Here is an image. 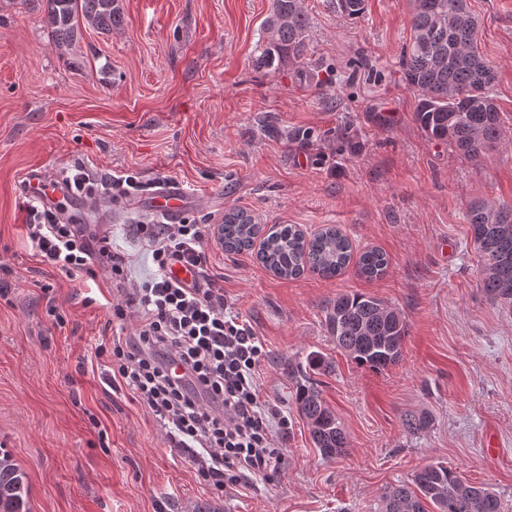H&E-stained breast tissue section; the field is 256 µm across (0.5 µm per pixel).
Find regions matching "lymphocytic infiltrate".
Here are the masks:
<instances>
[{
  "instance_id": "lymphocytic-infiltrate-1",
  "label": "lymphocytic infiltrate",
  "mask_w": 512,
  "mask_h": 512,
  "mask_svg": "<svg viewBox=\"0 0 512 512\" xmlns=\"http://www.w3.org/2000/svg\"><path fill=\"white\" fill-rule=\"evenodd\" d=\"M64 185L71 202L118 200L147 189L133 174L98 177L79 162ZM25 227L41 263L65 275L82 271L110 280L108 306L118 329L96 351L112 359L107 384L126 389L160 423L204 485L232 490L279 469L276 441L287 434L288 419L260 396L262 342L225 311L222 288L207 279L189 288L169 274L176 261L203 271V225L188 217L131 225L155 266L141 280L131 278L129 256L113 251L103 227L77 223L63 204L28 206Z\"/></svg>"
}]
</instances>
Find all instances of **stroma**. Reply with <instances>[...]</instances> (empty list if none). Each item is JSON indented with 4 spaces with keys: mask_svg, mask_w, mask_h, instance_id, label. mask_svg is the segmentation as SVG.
<instances>
[{
    "mask_svg": "<svg viewBox=\"0 0 512 512\" xmlns=\"http://www.w3.org/2000/svg\"><path fill=\"white\" fill-rule=\"evenodd\" d=\"M302 5L304 58L266 72L253 56L270 0H122L120 29L81 30L61 49L41 0H0V264L11 268L0 281V452L26 475L27 512H377L385 487L434 462L492 487L512 512V304L479 288L466 222L472 202L512 206V0H468L505 135L478 162L414 119L420 94L401 70L409 0H365L355 18L335 0ZM78 161L181 182L188 215L216 225L243 208L308 233L336 225L388 255L372 281L352 268L285 280L207 235L206 272L262 340L261 392L289 421L277 472L211 490L126 392L80 370L112 338L99 301L109 284L37 260L19 188L30 167L58 180ZM71 211L106 226L134 278L152 272L129 234L149 211L107 198ZM354 291L406 321L402 356L384 371L357 366L327 328L329 303ZM312 352L332 363L312 380L349 442L333 460L295 405L296 367ZM409 414L426 428L408 431Z\"/></svg>",
    "mask_w": 512,
    "mask_h": 512,
    "instance_id": "1",
    "label": "stroma"
}]
</instances>
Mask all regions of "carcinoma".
Returning <instances> with one entry per match:
<instances>
[{"label":"carcinoma","mask_w":512,"mask_h":512,"mask_svg":"<svg viewBox=\"0 0 512 512\" xmlns=\"http://www.w3.org/2000/svg\"><path fill=\"white\" fill-rule=\"evenodd\" d=\"M54 45L73 43L81 29L110 32L123 24L120 0H43ZM338 10L356 17L365 0H336ZM412 38L402 61L405 81L422 93L415 120L431 140L444 141L463 158L479 161L503 140L492 89L496 72L477 46L478 23L467 0H411ZM308 18L301 0H272L262 25L254 66L277 70L298 63L307 51ZM466 220L482 260L479 285L491 297L512 303V208L473 203ZM224 252L257 251L265 270L280 279L312 274L333 279L355 264L368 281L386 274L387 254L367 248L354 254L350 238L336 226L313 235L295 224L257 222L245 209L224 213ZM325 321L336 344L357 365L382 371L401 357L406 323L379 299L362 292L343 293L326 307ZM314 447L326 459L346 453L348 441L336 414L312 385L296 395ZM459 472L440 463L417 470L409 483L387 488L378 512H501L493 488L461 486ZM27 491L11 455L0 453V512H23Z\"/></svg>","instance_id":"carcinoma-1"}]
</instances>
